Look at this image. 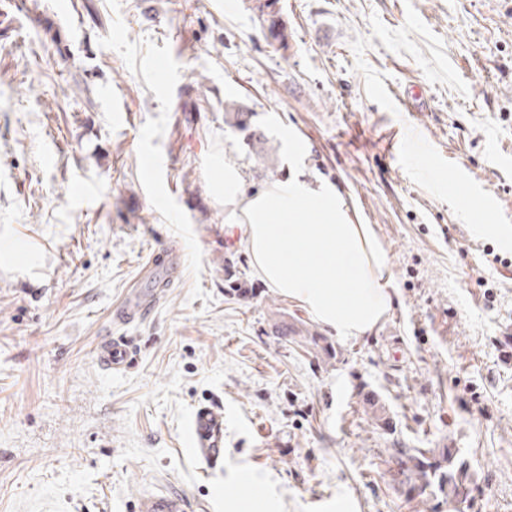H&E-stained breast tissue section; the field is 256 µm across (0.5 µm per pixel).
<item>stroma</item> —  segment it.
<instances>
[{
    "label": "stroma",
    "mask_w": 512,
    "mask_h": 512,
    "mask_svg": "<svg viewBox=\"0 0 512 512\" xmlns=\"http://www.w3.org/2000/svg\"><path fill=\"white\" fill-rule=\"evenodd\" d=\"M267 1L12 0L0 512H135L161 491L231 512L246 483L267 512H512V239L479 230L512 228V0ZM164 58L180 82H160ZM411 85L427 111L400 107ZM289 135L306 180L387 253L394 308L361 339L267 286L224 225L225 161L261 190L290 176ZM172 246L180 280L119 322L141 264ZM112 334L133 349L120 375L96 360ZM206 401L224 407L213 472L186 441ZM448 447L479 484L458 510L414 498L399 454Z\"/></svg>",
    "instance_id": "stroma-1"
}]
</instances>
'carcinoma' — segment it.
<instances>
[{"label": "carcinoma", "mask_w": 512, "mask_h": 512, "mask_svg": "<svg viewBox=\"0 0 512 512\" xmlns=\"http://www.w3.org/2000/svg\"><path fill=\"white\" fill-rule=\"evenodd\" d=\"M411 468L407 479L417 496L426 500L440 497L456 506L467 502L473 486L475 473L467 463L458 458L453 448H409Z\"/></svg>", "instance_id": "cac0c4a2"}]
</instances>
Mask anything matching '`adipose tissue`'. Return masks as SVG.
Segmentation results:
<instances>
[{
  "label": "adipose tissue",
  "mask_w": 512,
  "mask_h": 512,
  "mask_svg": "<svg viewBox=\"0 0 512 512\" xmlns=\"http://www.w3.org/2000/svg\"><path fill=\"white\" fill-rule=\"evenodd\" d=\"M224 223L240 229L256 274L337 335L359 339L390 314L396 284L373 225L355 223L332 186L303 176L248 193L225 162Z\"/></svg>",
  "instance_id": "1"
}]
</instances>
